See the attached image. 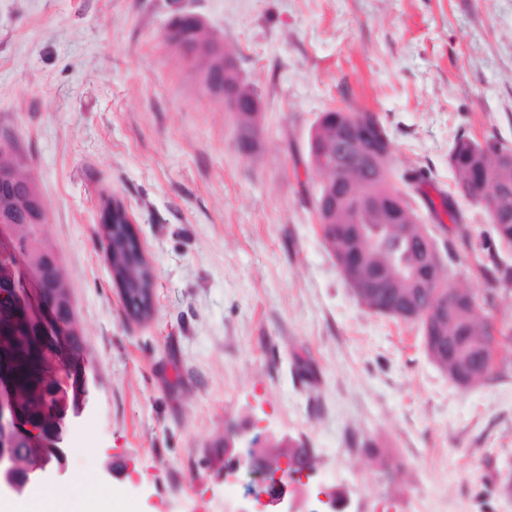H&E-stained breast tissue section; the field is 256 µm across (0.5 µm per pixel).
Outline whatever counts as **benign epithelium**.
Returning a JSON list of instances; mask_svg holds the SVG:
<instances>
[{
    "label": "benign epithelium",
    "mask_w": 512,
    "mask_h": 512,
    "mask_svg": "<svg viewBox=\"0 0 512 512\" xmlns=\"http://www.w3.org/2000/svg\"><path fill=\"white\" fill-rule=\"evenodd\" d=\"M224 71L220 78L204 83L208 93L223 100L234 114L254 119L262 111L260 98L251 91L232 64L231 54L221 48ZM372 138L369 127L350 120L333 129L320 131L311 139L315 153L328 168H336V158L349 161L354 169L382 167V151L353 153V148ZM314 207L336 221V186L327 184L316 193ZM46 224L44 204L37 207L36 220L13 224L0 234V252L13 253L21 240L42 235ZM23 261L42 264L53 271L54 288L34 282L30 295L8 303L12 288H0V490L21 496L34 484H44L56 473L65 471L63 434L69 416L79 415L88 395L85 356L71 347V334L80 333L75 318L58 321V332L46 345L42 333L57 310L68 308L61 262L48 251L31 253ZM257 421L253 418L224 441L225 451L233 455V466L226 474L240 472L265 482L267 489L248 495L236 512H301L299 503L317 504L307 512H336L346 507L345 493L336 487H313L312 464L298 466L294 461L295 441L288 437L265 435L264 443H253ZM26 452L16 454L19 442Z\"/></svg>",
    "instance_id": "7a95c632"
}]
</instances>
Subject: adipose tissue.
<instances>
[{
	"mask_svg": "<svg viewBox=\"0 0 512 512\" xmlns=\"http://www.w3.org/2000/svg\"><path fill=\"white\" fill-rule=\"evenodd\" d=\"M81 488L83 495L78 501L67 485L20 500L0 498V512H112V492L99 490L91 475L83 476Z\"/></svg>",
	"mask_w": 512,
	"mask_h": 512,
	"instance_id": "ef3b65f1",
	"label": "adipose tissue"
}]
</instances>
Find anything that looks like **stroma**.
<instances>
[{"instance_id": "1", "label": "stroma", "mask_w": 512, "mask_h": 512, "mask_svg": "<svg viewBox=\"0 0 512 512\" xmlns=\"http://www.w3.org/2000/svg\"><path fill=\"white\" fill-rule=\"evenodd\" d=\"M179 8L256 87L249 136L165 42ZM349 102L512 267L448 165L462 135L512 147V0H0V132L39 182L90 360L73 419L89 450L54 484L89 472L135 512H213L224 440L251 417L308 448L347 512H512V369L454 385L420 324L358 302L322 238L308 138ZM111 198L153 273L144 319L99 243ZM444 276L512 335L511 293L464 262Z\"/></svg>"}]
</instances>
